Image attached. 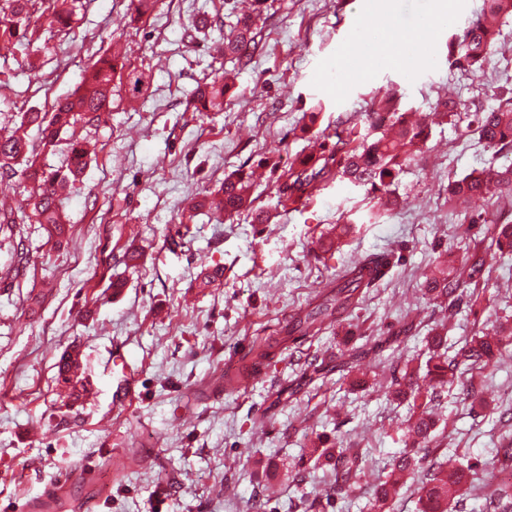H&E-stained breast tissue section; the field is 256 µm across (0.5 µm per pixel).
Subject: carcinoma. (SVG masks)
I'll return each instance as SVG.
<instances>
[{
  "label": "carcinoma",
  "mask_w": 512,
  "mask_h": 512,
  "mask_svg": "<svg viewBox=\"0 0 512 512\" xmlns=\"http://www.w3.org/2000/svg\"><path fill=\"white\" fill-rule=\"evenodd\" d=\"M156 0H129L127 9L134 13L133 20L150 16ZM82 0H0V52L21 39L35 42L42 36L39 28L31 25L32 18L50 12L47 33L70 27ZM512 15V0H486V7L464 31L449 44V59L457 68L473 75L481 73L483 64L492 52L499 21ZM260 48V28L250 15L236 16L235 25L224 34V56L241 63L250 61ZM125 83L128 94L135 101L148 97L150 80L145 71L128 68L117 56L103 55L82 73L77 87L65 97L56 100L49 112H24L17 131L0 136V172L21 175L29 184L25 205L14 211L0 208V243L8 245L11 254L23 256L21 224L30 219L45 227L50 237L61 239L67 231L60 189L63 185L80 180L89 166L94 146L84 138L70 136L65 164L49 171L40 162V155L54 150L61 134L77 125H94L100 115L112 109L115 81ZM234 89L229 75L203 79L190 94L189 106L195 112L224 110V97ZM373 134L357 135L352 131L336 133V141L317 154L299 156L280 169L277 181V207L282 212L294 211L313 200L328 183L336 179L371 184L384 190L389 181L404 168L416 162L427 140V126L413 121L399 111L390 96L372 102L367 113ZM36 127L39 143L32 142L27 128ZM477 130L486 145L496 151L512 148V90L499 93L497 107L481 113ZM453 198H469L486 194L512 195V164L483 170L453 180L448 185ZM193 212L207 209L220 215L232 216L248 211L253 222L267 224L268 212L253 207L250 177L238 171L224 176V182L212 196L194 198L189 202ZM491 227L498 248L512 250V220L503 221L493 214L482 219ZM389 257L369 278L364 268H347L332 289L322 293L315 305L302 309L292 318L289 334L310 336L318 333L326 321L335 315L352 312L362 303L364 289L383 279L390 268ZM485 262L475 254L460 269L439 262L427 275L425 293L437 302L448 303L453 311L460 288L476 285L483 278ZM429 357L426 371L409 366L392 370V395L416 400L422 387L435 382L441 386L452 383L467 372L494 366L497 359L512 347V327L500 325L492 331H478L450 356L440 352L443 337L427 339ZM67 388V399L75 402L87 392V384L77 375L61 376ZM407 448L395 460L390 473L374 486L373 512H393L391 501L396 486L405 476H414L421 467L420 452L427 447L435 431L433 414L422 407L407 422ZM321 455L333 462L336 493L352 494L364 487L366 459L360 448H326ZM482 470L475 465L448 466V460L437 458L425 470L417 492L421 512H448V505L461 500L469 487L484 483ZM490 512H512V482L491 485L486 497Z\"/></svg>",
  "instance_id": "carcinoma-1"
}]
</instances>
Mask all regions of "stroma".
Masks as SVG:
<instances>
[{
	"label": "stroma",
	"instance_id": "35a3bbf8",
	"mask_svg": "<svg viewBox=\"0 0 512 512\" xmlns=\"http://www.w3.org/2000/svg\"><path fill=\"white\" fill-rule=\"evenodd\" d=\"M267 2L264 47L243 66L216 53L237 0H159L136 25L128 0H85L72 27L45 48L23 45L0 58V128L9 129L21 113L50 111L109 49L152 73L145 102L113 97L105 123L77 126L96 156L65 201L66 243L54 247L41 225H24L26 258L16 277L0 281V512H24L53 491L58 512H305L313 500L322 512H369L371 483L403 451L414 411L389 395L391 367L424 364L435 330L454 351L512 317V253L471 221L512 211V197L465 207L448 197L450 181L512 163V151L492 152L472 122L475 110L496 105L497 87L512 88V17L501 21L494 55L476 77L451 64L448 45L483 0H455L447 23L435 19L440 0H387V25L378 0ZM205 15L217 25L186 39V27ZM390 39L422 46L419 64L403 54L368 63L346 55L349 46ZM32 54L36 72L27 65ZM225 69L235 73V90L223 111L188 110L197 82ZM387 91L398 93L404 112L437 113L450 97L461 103L459 116L434 120L417 165L395 178L393 205L380 207L368 186L336 181L276 214L271 162L307 154L350 126L366 131L370 101ZM318 103L317 125L302 132L304 112ZM238 169L255 171L252 194L274 212L272 223L201 211L172 244L190 199L215 192ZM348 220L358 231L340 249H323L329 228ZM129 248L144 254L137 267L123 263ZM474 253L486 259L485 285L448 316L425 295L424 276L439 260L457 266ZM374 254L390 256V272L343 323L286 343L248 387H226V370L243 351L284 336L294 313ZM216 265L220 285L201 287V270ZM117 276L126 287L116 297L108 285ZM407 322L411 338L379 347ZM71 344L82 349L92 388L75 404L56 368ZM372 346L362 366L376 381L353 387L336 359ZM118 352L138 372L128 407L113 398ZM470 387L479 402L466 397ZM430 409L438 416L432 455L495 468L496 448L512 440V351L445 387ZM335 446L363 449L367 459V486L345 499L333 493L331 464L313 454ZM294 470L303 481L289 480Z\"/></svg>",
	"mask_w": 512,
	"mask_h": 512
}]
</instances>
